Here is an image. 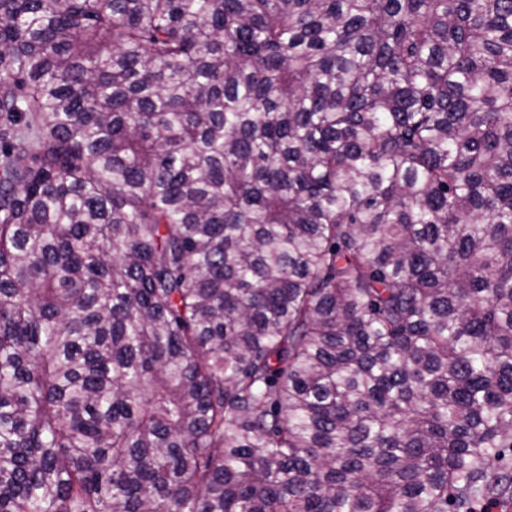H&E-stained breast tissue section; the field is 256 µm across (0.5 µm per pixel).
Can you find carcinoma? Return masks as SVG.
<instances>
[{"label": "carcinoma", "mask_w": 512, "mask_h": 512, "mask_svg": "<svg viewBox=\"0 0 512 512\" xmlns=\"http://www.w3.org/2000/svg\"><path fill=\"white\" fill-rule=\"evenodd\" d=\"M512 0H0V512L512 504Z\"/></svg>", "instance_id": "1"}]
</instances>
